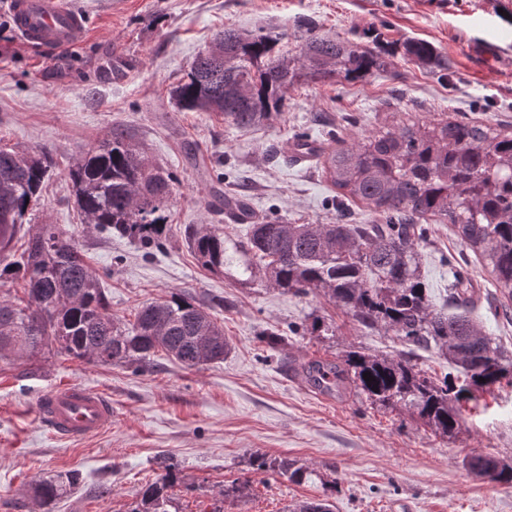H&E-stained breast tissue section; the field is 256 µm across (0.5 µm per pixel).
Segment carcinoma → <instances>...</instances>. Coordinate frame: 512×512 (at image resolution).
Returning a JSON list of instances; mask_svg holds the SVG:
<instances>
[{
	"label": "carcinoma",
	"mask_w": 512,
	"mask_h": 512,
	"mask_svg": "<svg viewBox=\"0 0 512 512\" xmlns=\"http://www.w3.org/2000/svg\"><path fill=\"white\" fill-rule=\"evenodd\" d=\"M300 38L299 53L290 57L276 49L280 36L271 30H221L170 96L183 110L216 112L251 127L279 111L288 90L303 78L362 80L387 70L384 53L316 26ZM406 53L422 63L437 58L435 48L421 41L409 43ZM319 153L327 180L342 197L409 223H253L241 242L249 256L245 283L258 281L295 295L321 292L361 327L383 328L407 345L440 351L466 373L468 383L456 391L446 378L437 383L425 376L407 355L351 351L306 370L320 389L352 384L371 403L408 408L434 432L451 436L465 394L512 382V354L470 317L473 301L464 280L448 284L451 311L433 308L421 276L415 221L433 217L453 225L512 298V127L450 119L413 123ZM52 166L46 151L0 147V282H23V297L0 296V360H32L51 348L88 363L142 371L151 370L161 354L189 368L224 359L223 325L189 294L175 292L146 303L134 322L122 323L112 315L101 280L73 234L58 224L24 226ZM68 176L85 224L149 248L162 245L176 178L139 143L114 130L98 148L80 153ZM21 232L25 248L6 259L3 249ZM190 246L203 267L224 268V231L203 224L190 236ZM366 372L375 380L366 381ZM253 465L293 483L310 476L302 467L262 454L254 456ZM469 466L480 479L512 482L511 464L497 467L491 458L475 456ZM179 480L177 464H164L162 473L142 486L132 512H170L168 490ZM76 482L74 474L46 479L35 484L33 494L48 507ZM336 485L331 482L321 499L299 502L294 512H332Z\"/></svg>",
	"instance_id": "carcinoma-1"
}]
</instances>
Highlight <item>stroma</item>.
Wrapping results in <instances>:
<instances>
[{
    "label": "stroma",
    "instance_id": "stroma-1",
    "mask_svg": "<svg viewBox=\"0 0 512 512\" xmlns=\"http://www.w3.org/2000/svg\"><path fill=\"white\" fill-rule=\"evenodd\" d=\"M88 16L85 40L51 55L22 42L0 0V146L51 152L56 166L27 217L73 232L100 276L115 317L173 292H190L232 343L223 361L187 368L167 358L148 372L48 355L37 363L0 361V512H132L141 487L177 463L170 490L177 512H213L220 490L249 487L224 512H285L337 481L333 512H512V484L471 474L488 454L512 464V386L463 402L454 437H442L406 409L371 405L354 388L322 393L301 377L312 361L350 351L397 357L406 345L358 326L320 294L294 295L239 284L234 250L248 227L228 224L223 194L251 199L258 220L290 224H382L362 203H338L318 161L292 164L282 151L298 138L353 143L382 126L459 118L512 125V0H75ZM362 45L385 46L387 70L362 81H302L280 112L240 128L211 112L180 110L169 97L196 56L225 28L281 33L280 52L300 50L303 26ZM436 47L438 65L407 56V42ZM132 61L106 83L114 55ZM140 143L176 178L163 246L148 249L87 228L67 176L73 158L112 130ZM221 226L223 271L205 270L189 247L193 229ZM418 244L435 307L448 305V280L465 273L483 332L512 352L507 300L451 225L427 221ZM279 334L277 349L266 336ZM68 383L112 401V424L87 438H64L36 404ZM261 451L313 468L302 484L250 467ZM77 473L71 493L50 510L27 497L31 483Z\"/></svg>",
    "mask_w": 512,
    "mask_h": 512
}]
</instances>
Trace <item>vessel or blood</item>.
Listing matches in <instances>:
<instances>
[{
  "label": "vessel or blood",
  "mask_w": 512,
  "mask_h": 512,
  "mask_svg": "<svg viewBox=\"0 0 512 512\" xmlns=\"http://www.w3.org/2000/svg\"><path fill=\"white\" fill-rule=\"evenodd\" d=\"M14 28L27 43L48 52L78 45L86 35V16L72 0H7ZM224 220L249 224L254 220L251 202L241 196L224 198ZM38 414L56 435L84 438L112 424V403L100 391L83 385H62L42 395Z\"/></svg>",
  "instance_id": "obj_1"
}]
</instances>
